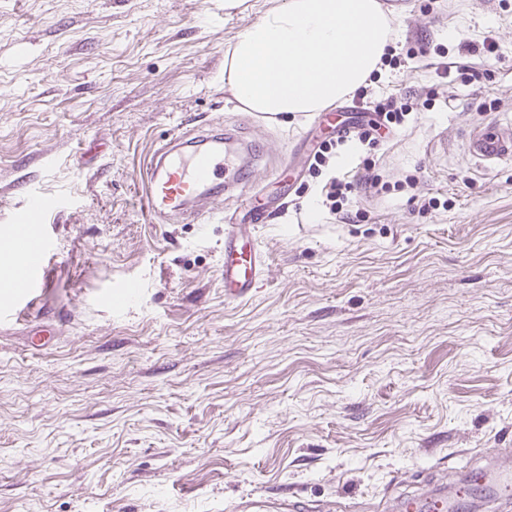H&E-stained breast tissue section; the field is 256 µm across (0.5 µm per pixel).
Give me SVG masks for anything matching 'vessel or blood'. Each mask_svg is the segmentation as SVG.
Here are the masks:
<instances>
[{"label": "vessel or blood", "mask_w": 512, "mask_h": 512, "mask_svg": "<svg viewBox=\"0 0 512 512\" xmlns=\"http://www.w3.org/2000/svg\"><path fill=\"white\" fill-rule=\"evenodd\" d=\"M468 150L487 168L512 163V125L494 124L468 139ZM254 179L252 167L238 164L223 129L210 125L173 135L156 148L141 174L140 202L153 224H198L222 202L226 190L243 192ZM56 206L55 201L33 193L27 206L13 221L6 247L19 257L15 268L0 271L13 298L0 309V320L19 322L29 318L33 303L54 288L52 243L44 231L42 218ZM262 203H252L247 219L224 227V295L230 300L246 298L263 280L266 259L254 231L266 222ZM483 483L486 500L496 512H512V468H473L467 480L448 494L434 493L418 499L406 495L399 500L400 512H455L459 499L468 497L473 484ZM232 512H297L296 501L244 500L231 506Z\"/></svg>", "instance_id": "vessel-or-blood-1"}]
</instances>
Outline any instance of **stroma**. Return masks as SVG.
<instances>
[{
    "mask_svg": "<svg viewBox=\"0 0 512 512\" xmlns=\"http://www.w3.org/2000/svg\"><path fill=\"white\" fill-rule=\"evenodd\" d=\"M281 2L0 0V228L25 186L62 200L46 227L68 309L49 349L0 325V512H387L413 472L447 486L464 450L512 449V165L467 151L512 118V0H379L403 59L350 98L419 108L288 194L308 117L254 116L224 86L230 45ZM440 47L489 81L439 76ZM205 124L265 148L268 273L241 301L221 275L234 197L206 224L139 205L145 159ZM366 158L391 189L334 220L322 186ZM298 502L288 496L274 500H243L227 507L234 512H297Z\"/></svg>",
    "mask_w": 512,
    "mask_h": 512,
    "instance_id": "35a3bbf8",
    "label": "stroma"
}]
</instances>
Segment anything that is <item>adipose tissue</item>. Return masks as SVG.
<instances>
[{
	"label": "adipose tissue",
	"mask_w": 512,
	"mask_h": 512,
	"mask_svg": "<svg viewBox=\"0 0 512 512\" xmlns=\"http://www.w3.org/2000/svg\"><path fill=\"white\" fill-rule=\"evenodd\" d=\"M390 31L379 0H283L228 48L224 82L245 111L308 116L367 84Z\"/></svg>",
	"instance_id": "obj_1"
}]
</instances>
